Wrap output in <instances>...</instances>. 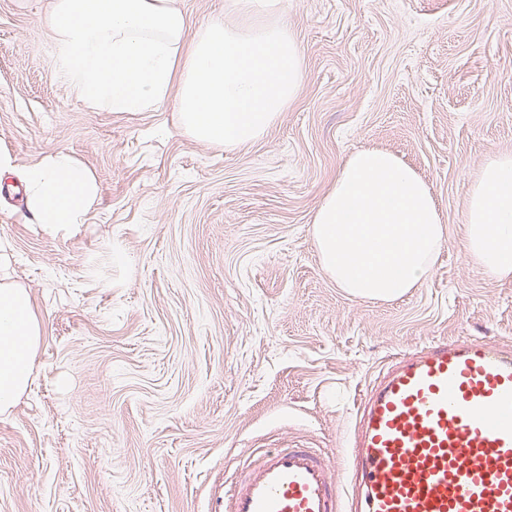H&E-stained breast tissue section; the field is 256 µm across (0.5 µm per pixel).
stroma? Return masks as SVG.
Listing matches in <instances>:
<instances>
[{
	"label": "stroma",
	"mask_w": 512,
	"mask_h": 512,
	"mask_svg": "<svg viewBox=\"0 0 512 512\" xmlns=\"http://www.w3.org/2000/svg\"><path fill=\"white\" fill-rule=\"evenodd\" d=\"M49 0H0V152L63 148L101 198L79 233L0 193V278L44 328L0 413V512H220L227 468L291 441L337 448L398 350L512 345V283L470 265L467 186L512 153V0H288L296 100L257 141L197 142L170 108L90 109L57 70ZM377 147L434 194L446 239L394 301L337 288L310 233L343 164Z\"/></svg>",
	"instance_id": "stroma-1"
}]
</instances>
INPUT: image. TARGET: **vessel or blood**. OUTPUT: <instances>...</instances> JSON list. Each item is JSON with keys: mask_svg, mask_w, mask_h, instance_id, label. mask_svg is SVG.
Masks as SVG:
<instances>
[{"mask_svg": "<svg viewBox=\"0 0 512 512\" xmlns=\"http://www.w3.org/2000/svg\"><path fill=\"white\" fill-rule=\"evenodd\" d=\"M346 457L264 449L224 512H512V348L455 336L397 352L359 396Z\"/></svg>", "mask_w": 512, "mask_h": 512, "instance_id": "b4317fda", "label": "vessel or blood"}]
</instances>
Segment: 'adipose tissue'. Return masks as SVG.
<instances>
[{
  "label": "adipose tissue",
  "instance_id": "obj_1",
  "mask_svg": "<svg viewBox=\"0 0 512 512\" xmlns=\"http://www.w3.org/2000/svg\"><path fill=\"white\" fill-rule=\"evenodd\" d=\"M227 17L192 27L174 0H53L45 25L58 69L91 108L170 105L197 141L231 150L260 138L295 101L300 43L285 0H226ZM32 223L50 235L85 224L101 197L94 172L64 149L22 169ZM459 232L479 273L512 281V155L496 154L467 188ZM321 265L338 288L394 301L426 282L445 240L436 199L395 154L367 149L342 167L312 218ZM41 323L25 289L0 283V413L31 383Z\"/></svg>",
  "mask_w": 512,
  "mask_h": 512
}]
</instances>
